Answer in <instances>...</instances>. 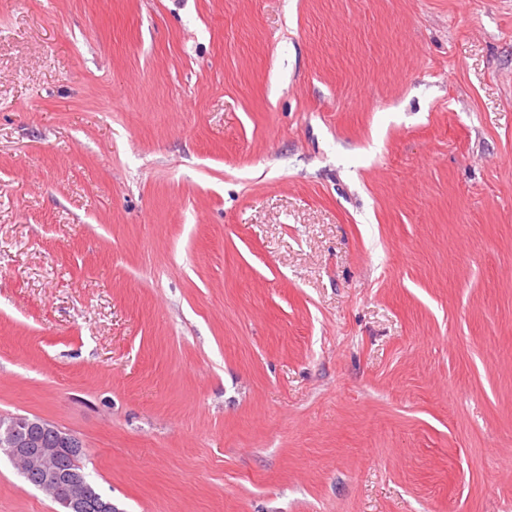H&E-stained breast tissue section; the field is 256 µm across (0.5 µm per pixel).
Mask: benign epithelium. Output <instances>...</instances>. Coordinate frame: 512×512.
<instances>
[{
  "label": "benign epithelium",
  "instance_id": "1",
  "mask_svg": "<svg viewBox=\"0 0 512 512\" xmlns=\"http://www.w3.org/2000/svg\"><path fill=\"white\" fill-rule=\"evenodd\" d=\"M0 453L25 480L50 495L67 512H114L89 480L81 457L83 443L57 424L26 415L0 417Z\"/></svg>",
  "mask_w": 512,
  "mask_h": 512
}]
</instances>
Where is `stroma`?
Wrapping results in <instances>:
<instances>
[{"label": "stroma", "mask_w": 512, "mask_h": 512, "mask_svg": "<svg viewBox=\"0 0 512 512\" xmlns=\"http://www.w3.org/2000/svg\"><path fill=\"white\" fill-rule=\"evenodd\" d=\"M1 415L117 512H512V0H0Z\"/></svg>", "instance_id": "1"}]
</instances>
